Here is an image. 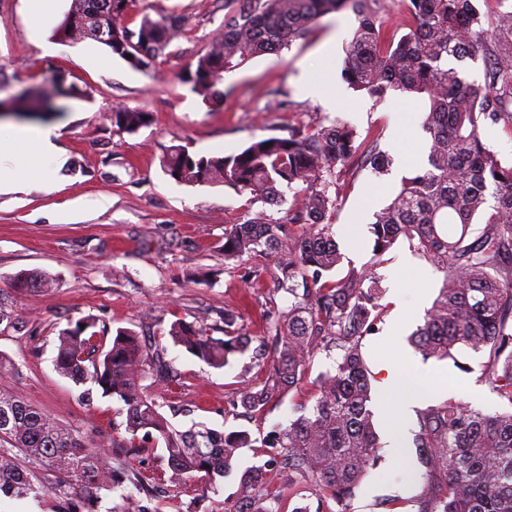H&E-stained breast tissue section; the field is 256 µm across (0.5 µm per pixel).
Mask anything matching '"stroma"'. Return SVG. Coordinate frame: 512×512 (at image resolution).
Instances as JSON below:
<instances>
[{"label": "stroma", "mask_w": 512, "mask_h": 512, "mask_svg": "<svg viewBox=\"0 0 512 512\" xmlns=\"http://www.w3.org/2000/svg\"><path fill=\"white\" fill-rule=\"evenodd\" d=\"M172 11L186 20L183 34L173 42L170 55L140 71L90 39L57 41L52 50H44L30 25L28 0H0V99H10L34 83L48 85L60 72L83 91L64 100L63 111L52 116L0 117L4 135L29 126L57 127L63 160L46 188L31 173L27 149L0 159V169L21 184L19 191L0 194V296L12 302L11 325H0V390L22 397L105 451H111V441L130 438L121 425L120 402L97 391L82 400L80 386L58 374L52 363L59 332L88 315L98 317L108 333L127 328L163 350L167 379L149 377L142 385L177 430L202 425L260 437L274 426L288 427L308 389L299 384L258 415L230 405L231 393L258 374L253 351L273 348L271 339L260 335L262 304L272 297L283 306L288 298L273 293L271 281L253 287L224 265V230L250 211L248 195L218 183H176L160 167L165 147L189 144L208 156L229 155L252 137L284 136L289 128L338 118L405 166L426 159L418 102L394 95L374 100L357 95L342 81L345 45L356 27L352 13L327 15L281 54L251 59L226 74V99L211 108L177 76L223 22L224 0H134L128 20L135 24L143 15ZM331 77L338 80L335 98L305 95L308 82ZM119 106L145 109L152 121L133 133L120 130L112 120ZM400 183L394 173L379 175L355 164L333 218L343 256L340 271L376 270L385 289L383 318L362 348L373 372L370 407L381 436L399 423L400 405L408 399L416 400L421 410L451 397L486 412L501 408L488 382L486 354L462 346L452 358L426 361L409 343L443 275L402 242L386 254L383 264L374 262L371 225ZM21 270L47 272L54 282L41 293L15 297L11 277ZM228 309L237 310V329L253 341L250 353L225 368L206 366L168 337L179 319L222 336ZM395 322L402 334L398 361L419 362L429 372L447 376V389H435L425 379L386 389L387 374L379 367L376 345ZM412 438L405 433L401 461L385 457L370 470L348 512H417L412 498L423 483ZM111 453L115 467L153 479L155 486L140 493L124 482L103 493L99 512H114L132 494L147 512H224L225 500L237 491L235 472L218 479L211 490L197 483L160 484L167 462L158 448ZM275 491L283 512L298 506L310 512L337 510L333 500L284 468Z\"/></svg>", "instance_id": "obj_1"}]
</instances>
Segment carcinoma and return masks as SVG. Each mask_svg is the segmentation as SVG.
<instances>
[{"label": "carcinoma", "mask_w": 512, "mask_h": 512, "mask_svg": "<svg viewBox=\"0 0 512 512\" xmlns=\"http://www.w3.org/2000/svg\"><path fill=\"white\" fill-rule=\"evenodd\" d=\"M477 0H224V21L197 54L181 82L208 105L224 101V74L252 58L277 54L303 37L320 18L345 11L357 27L346 50L344 81L356 93L382 99L407 93L425 102L426 163L402 178L390 203L372 224L375 264L398 242L443 273L442 285L411 343L428 360H444L459 345L488 355L491 385L511 407L485 413L449 398L419 412L412 445L423 478L418 512H512V161L480 137L485 126L512 131V11L495 15L489 28ZM133 0H71L55 36L63 42L99 41L104 30L112 53L137 70H147L184 31L183 17L170 12L145 15L135 27L127 16ZM401 16L384 21L386 7ZM482 57V81L466 78L462 63ZM21 115L58 112L56 96L25 93L12 104ZM114 123L129 132L151 123L141 108H117ZM376 173L392 165L390 156L365 144L350 124L288 129L286 136H255L237 153L198 155L189 146L168 147L161 169L187 186L222 183L251 202L281 205L294 186L285 216L265 211L246 215L224 230V261L236 262L244 281L271 274L288 307L269 303L264 329L274 337L270 362L257 361L260 378L232 404L261 413L304 381L313 357L336 353L331 369L319 374L297 405L300 415L288 429L261 438L247 431L219 434L209 428L177 431L145 395L140 382L165 367L163 350H150L140 336L118 329L111 340L95 331L87 316L57 336L56 371L77 385L91 384L104 397L122 402L131 436L163 442L170 476L187 484H209L231 473L245 448H278L282 464L313 482L337 512L349 501L379 460V443L368 408L370 370L362 341L372 334L384 307L380 276L354 267L335 276L342 256L331 217L341 182L356 159ZM495 205L485 209L486 193ZM480 222V234L472 236ZM263 258L268 265L251 263ZM14 291L27 296L52 285L39 271L12 276ZM236 315L224 312V337L186 321L171 325L172 343L212 368L243 355L251 339L235 328ZM51 474L47 486L41 476ZM125 475L112 456L90 446L79 433L40 409L0 392V494L27 498L50 495L56 512H98L102 491L122 484ZM269 484L266 465L246 468L236 498L224 512H281L279 501L260 492Z\"/></svg>", "instance_id": "cac0c4a2"}]
</instances>
